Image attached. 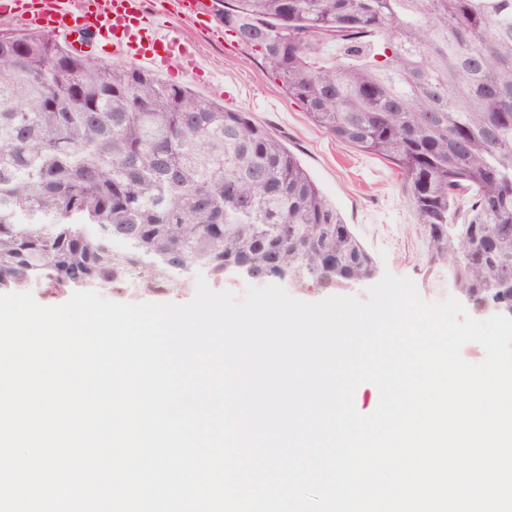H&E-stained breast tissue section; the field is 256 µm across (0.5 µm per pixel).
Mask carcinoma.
I'll use <instances>...</instances> for the list:
<instances>
[{"label": "carcinoma", "mask_w": 512, "mask_h": 512, "mask_svg": "<svg viewBox=\"0 0 512 512\" xmlns=\"http://www.w3.org/2000/svg\"><path fill=\"white\" fill-rule=\"evenodd\" d=\"M220 21L317 129L400 169L430 262L512 303V0H224ZM232 263L299 289L376 271L249 113L0 34V293L189 291L194 267L220 287Z\"/></svg>", "instance_id": "obj_1"}]
</instances>
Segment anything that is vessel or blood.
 <instances>
[{
    "instance_id": "vessel-or-blood-1",
    "label": "vessel or blood",
    "mask_w": 512,
    "mask_h": 512,
    "mask_svg": "<svg viewBox=\"0 0 512 512\" xmlns=\"http://www.w3.org/2000/svg\"><path fill=\"white\" fill-rule=\"evenodd\" d=\"M175 16L183 20L214 11L212 0H171ZM0 16L24 27L111 45L113 54L165 67L180 56L184 71L195 75L203 69L193 51L172 25L155 24L144 0H0Z\"/></svg>"
}]
</instances>
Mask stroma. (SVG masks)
Returning a JSON list of instances; mask_svg holds the SVG:
<instances>
[{
  "label": "stroma",
  "mask_w": 512,
  "mask_h": 512,
  "mask_svg": "<svg viewBox=\"0 0 512 512\" xmlns=\"http://www.w3.org/2000/svg\"><path fill=\"white\" fill-rule=\"evenodd\" d=\"M177 26L197 46L207 77L175 67L160 72V80L190 87L203 101L250 113L296 156L373 256L378 272L411 278L428 301L453 295L445 268L428 261L426 241L394 164L314 129L302 105L259 56L225 33L223 24L181 20Z\"/></svg>",
  "instance_id": "1"
}]
</instances>
